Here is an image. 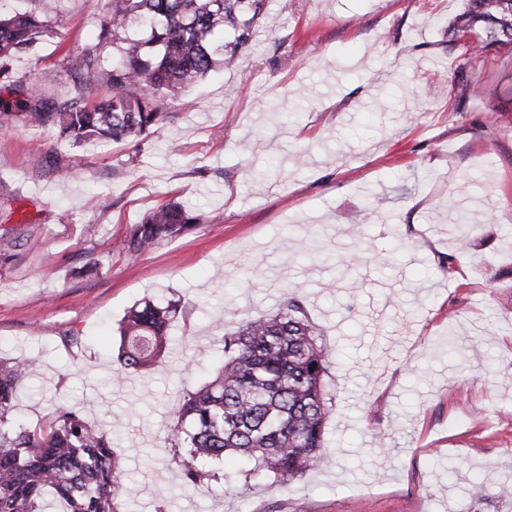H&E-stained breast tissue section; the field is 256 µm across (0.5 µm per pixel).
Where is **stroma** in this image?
Listing matches in <instances>:
<instances>
[{
  "mask_svg": "<svg viewBox=\"0 0 512 512\" xmlns=\"http://www.w3.org/2000/svg\"><path fill=\"white\" fill-rule=\"evenodd\" d=\"M464 6L268 0L236 67L190 86L160 135L75 148L51 126H0V225L29 232L0 260V357L36 361L14 419L32 429L73 407L110 433L119 512H512L498 492L512 486V51L467 73L496 95L460 101L448 25ZM108 9L42 0L55 33L15 70L71 98L62 57ZM171 198L210 222L136 259L115 249ZM314 234L346 276L305 250ZM289 292L323 333L335 393L319 461L285 486L182 494L167 427L215 371L219 317L275 312ZM146 299L180 301L179 343L114 379L118 323Z\"/></svg>",
  "mask_w": 512,
  "mask_h": 512,
  "instance_id": "stroma-1",
  "label": "stroma"
}]
</instances>
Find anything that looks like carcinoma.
<instances>
[{
    "label": "carcinoma",
    "mask_w": 512,
    "mask_h": 512,
    "mask_svg": "<svg viewBox=\"0 0 512 512\" xmlns=\"http://www.w3.org/2000/svg\"><path fill=\"white\" fill-rule=\"evenodd\" d=\"M13 2L7 14L0 13V79L21 99L0 104V124L21 116L28 124L57 128L78 147L160 133L165 109L189 86L219 66L235 65L266 0H112L97 41L62 58L66 71L100 76L112 87V95L93 101L81 81L72 98L55 101L11 72L12 59L36 52L51 33L38 11L40 0ZM448 35L463 44L457 86L465 99L475 93L465 79L472 58L492 47H512V0H467ZM206 222L203 214L169 200L150 209L115 246L135 258ZM19 246L15 229L0 232L1 259ZM179 306L145 300L127 310L119 324L115 377L158 362L173 342L170 325ZM219 344L213 378L185 393L169 427L174 447L185 449L179 460L183 490L204 480L232 482L218 471L227 454L239 458L246 480L267 477L286 485L303 476L320 455L333 410L320 330L289 295L276 312L225 330ZM33 365L31 359L0 360V512H117L123 492L112 440L88 426L78 410L62 408L33 429L15 426L16 385Z\"/></svg>",
    "instance_id": "obj_1"
}]
</instances>
